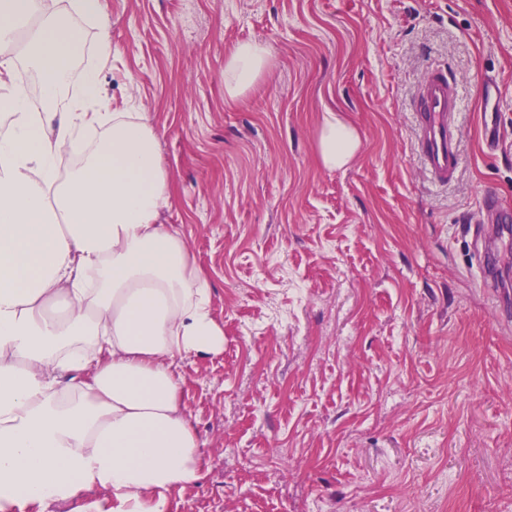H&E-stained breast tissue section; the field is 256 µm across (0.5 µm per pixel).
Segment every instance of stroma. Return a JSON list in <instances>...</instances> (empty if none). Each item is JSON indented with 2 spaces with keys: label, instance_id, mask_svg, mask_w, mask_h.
<instances>
[{
  "label": "stroma",
  "instance_id": "stroma-1",
  "mask_svg": "<svg viewBox=\"0 0 512 512\" xmlns=\"http://www.w3.org/2000/svg\"><path fill=\"white\" fill-rule=\"evenodd\" d=\"M69 20V93L99 70L109 111L156 133L160 221L224 328L220 355L176 362L207 466L166 512H512V235L490 242L495 292L473 236L485 192L512 209V0H103ZM250 39L270 65L232 100L225 61ZM439 66L461 99L444 187L414 129ZM327 112L359 138L341 168L319 158ZM499 86L496 81L489 80L484 89V108L481 111L482 135L488 149L494 150L500 140V121L496 108Z\"/></svg>",
  "mask_w": 512,
  "mask_h": 512
}]
</instances>
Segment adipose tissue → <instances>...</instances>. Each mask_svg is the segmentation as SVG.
I'll return each mask as SVG.
<instances>
[{
  "label": "adipose tissue",
  "instance_id": "1",
  "mask_svg": "<svg viewBox=\"0 0 512 512\" xmlns=\"http://www.w3.org/2000/svg\"><path fill=\"white\" fill-rule=\"evenodd\" d=\"M37 17L26 43L39 72L32 101L0 56V512L18 502L53 512L105 490L90 512H165L166 494L203 476L201 440L182 402L176 359L218 355L224 329L207 278L174 226L171 192L150 127L103 112L100 73L56 104L83 42L57 0H0V41ZM269 64L257 40L224 66L237 97ZM105 136L67 180L56 162L84 128ZM359 143L325 113L319 158L335 169Z\"/></svg>",
  "mask_w": 512,
  "mask_h": 512
}]
</instances>
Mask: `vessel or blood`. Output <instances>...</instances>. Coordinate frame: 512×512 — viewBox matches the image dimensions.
Listing matches in <instances>:
<instances>
[{
  "label": "vessel or blood",
  "instance_id": "obj_1",
  "mask_svg": "<svg viewBox=\"0 0 512 512\" xmlns=\"http://www.w3.org/2000/svg\"><path fill=\"white\" fill-rule=\"evenodd\" d=\"M499 86L487 81L481 115L482 135L488 149L500 140V121L496 108ZM417 149L425 172L433 184L444 185L453 179L460 160V129L455 117L459 100L451 88L446 71L438 70L423 79L414 101Z\"/></svg>",
  "mask_w": 512,
  "mask_h": 512
}]
</instances>
